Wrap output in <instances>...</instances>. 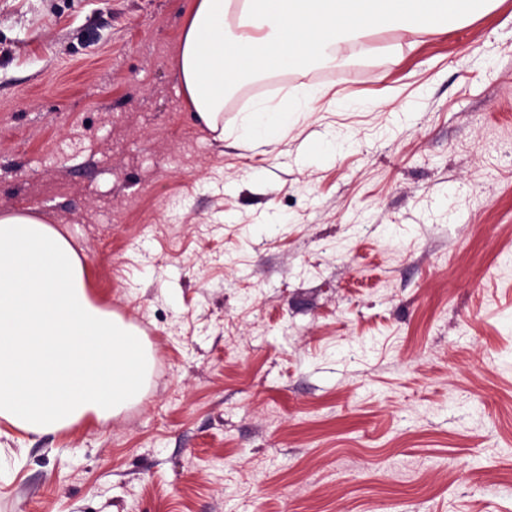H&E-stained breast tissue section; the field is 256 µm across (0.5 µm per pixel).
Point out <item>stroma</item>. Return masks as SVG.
I'll return each instance as SVG.
<instances>
[{"mask_svg": "<svg viewBox=\"0 0 512 512\" xmlns=\"http://www.w3.org/2000/svg\"><path fill=\"white\" fill-rule=\"evenodd\" d=\"M193 5L0 0V212L153 358L117 416L0 419V512H512V0L251 79L220 135L174 65ZM308 106L307 98H289L288 105L286 103L274 104L264 99L256 100L239 124V138L248 140L257 132L280 136L288 129V115L308 112Z\"/></svg>", "mask_w": 512, "mask_h": 512, "instance_id": "stroma-1", "label": "stroma"}]
</instances>
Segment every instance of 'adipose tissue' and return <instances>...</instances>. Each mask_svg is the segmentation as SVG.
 Here are the masks:
<instances>
[{"label": "adipose tissue", "instance_id": "1", "mask_svg": "<svg viewBox=\"0 0 512 512\" xmlns=\"http://www.w3.org/2000/svg\"><path fill=\"white\" fill-rule=\"evenodd\" d=\"M488 0H195L175 65L199 122L224 127V99L243 72L333 59L371 27L421 31L438 15ZM308 99L256 100L240 139L282 135ZM69 240L34 209L0 213V418L29 435L59 432L136 404L152 355L120 319L91 304Z\"/></svg>", "mask_w": 512, "mask_h": 512}]
</instances>
